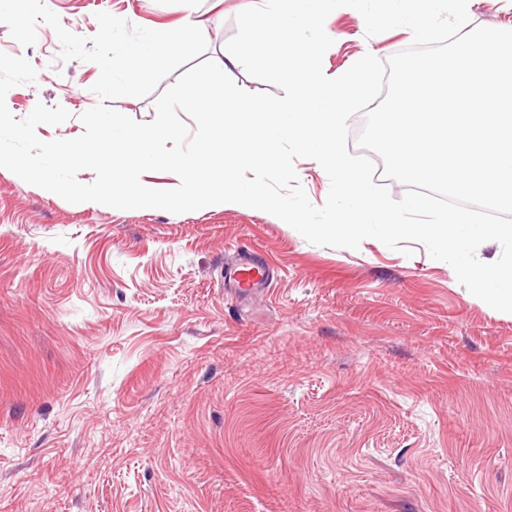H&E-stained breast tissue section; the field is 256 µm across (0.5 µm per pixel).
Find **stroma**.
<instances>
[{
    "label": "stroma",
    "mask_w": 512,
    "mask_h": 512,
    "mask_svg": "<svg viewBox=\"0 0 512 512\" xmlns=\"http://www.w3.org/2000/svg\"><path fill=\"white\" fill-rule=\"evenodd\" d=\"M89 38L106 11L150 29L158 0H45ZM242 0H202L222 61ZM326 73L385 60L411 37H366L333 11ZM47 24L0 52L33 85L15 118L71 139L98 104L95 63L60 61ZM307 242L261 210L174 214L72 204L0 168V512H512V314L411 243ZM246 254L272 279L239 287Z\"/></svg>",
    "instance_id": "obj_1"
}]
</instances>
